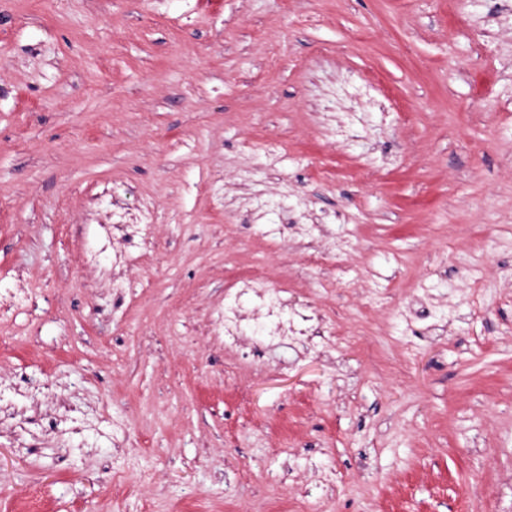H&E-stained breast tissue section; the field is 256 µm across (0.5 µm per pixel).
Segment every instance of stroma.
Returning a JSON list of instances; mask_svg holds the SVG:
<instances>
[{"instance_id": "obj_1", "label": "stroma", "mask_w": 512, "mask_h": 512, "mask_svg": "<svg viewBox=\"0 0 512 512\" xmlns=\"http://www.w3.org/2000/svg\"><path fill=\"white\" fill-rule=\"evenodd\" d=\"M3 288L0 512H512V0H0ZM154 211L153 205L150 202L143 203L134 212H119L115 214V221L113 224H132L135 228L133 237L137 236L140 245H147L149 242L150 234L152 231V224H154ZM99 229L94 233L95 247L85 254V258L89 261H95L101 253L108 249L112 250V260L130 261L135 259L131 250L117 251L112 245V234L109 224H100ZM242 284L243 287L240 285V288L252 291L262 301L265 314L263 322L257 324L256 328L265 338L288 340L289 343L304 336H325L327 327L325 326L321 332L319 325L311 326V317L301 311H294L293 314L288 315V318L283 316L282 293H285L286 289L271 288L259 268L244 278ZM237 293L229 292L224 300V315L220 327L224 333V342H235L242 333L241 320L236 310Z\"/></svg>"}]
</instances>
